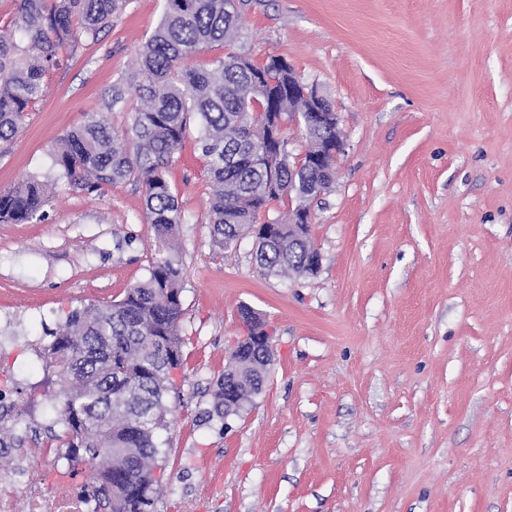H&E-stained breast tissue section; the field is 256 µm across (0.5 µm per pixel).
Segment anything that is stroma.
<instances>
[{"instance_id": "stroma-1", "label": "stroma", "mask_w": 512, "mask_h": 512, "mask_svg": "<svg viewBox=\"0 0 512 512\" xmlns=\"http://www.w3.org/2000/svg\"><path fill=\"white\" fill-rule=\"evenodd\" d=\"M163 0H123L59 67L22 132L0 142V188L47 186L44 220L0 222V385L19 439L62 433L44 327L121 299L155 253L132 183L57 182V140L106 109ZM237 43L286 58L333 105L344 150L313 201L320 267L267 275L254 237L210 232L206 162L188 135L167 170L183 222V364L158 442V512H512V0H250ZM274 336L264 389L207 421L241 306Z\"/></svg>"}]
</instances>
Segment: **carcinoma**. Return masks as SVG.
<instances>
[{"label":"carcinoma","mask_w":512,"mask_h":512,"mask_svg":"<svg viewBox=\"0 0 512 512\" xmlns=\"http://www.w3.org/2000/svg\"><path fill=\"white\" fill-rule=\"evenodd\" d=\"M16 27L25 56L12 32L0 30V141L23 129L41 96L45 73L59 65V48L96 39L112 23L122 0H17ZM248 0H165L161 21L146 40L134 70L122 77L140 102L121 142L112 127L91 112L64 135L51 154L64 184L93 193L131 181L139 186L147 223L158 249L148 275L109 304L74 309L58 330L45 329L52 342L46 366L69 377L59 414L68 434L71 459L91 465L96 483L89 491L93 512H157L154 470L162 450L157 432L168 426L169 373L183 363L180 323L184 314V274L169 241L182 223L177 193L167 170L190 124L207 162L211 182L208 221L214 240L232 244L273 199L318 184L326 174L288 154L272 134L288 115V65L269 57L229 51L209 68L182 66L203 49L231 46ZM48 203L43 184L32 178L0 190V222L41 221ZM259 238L255 263L270 274H303L313 251L311 227L288 244V222L277 221ZM257 344L231 357L218 378L207 420L224 419L229 398L245 403L260 394Z\"/></svg>","instance_id":"cac0c4a2"}]
</instances>
